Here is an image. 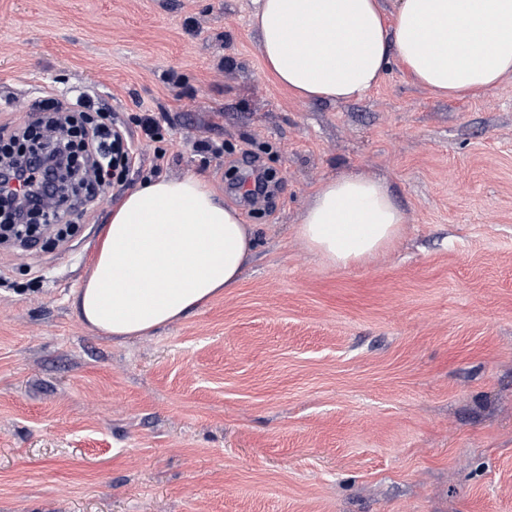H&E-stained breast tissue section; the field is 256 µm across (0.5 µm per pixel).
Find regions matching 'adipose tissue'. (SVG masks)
<instances>
[{
	"label": "adipose tissue",
	"instance_id": "1",
	"mask_svg": "<svg viewBox=\"0 0 512 512\" xmlns=\"http://www.w3.org/2000/svg\"><path fill=\"white\" fill-rule=\"evenodd\" d=\"M266 70L304 101L362 98L399 61L440 97L475 95L512 75V0H255ZM404 216L386 183L347 172L320 184L297 228L322 261L383 251ZM254 225L204 178L159 177L112 207L75 303L111 336H146L236 288Z\"/></svg>",
	"mask_w": 512,
	"mask_h": 512
}]
</instances>
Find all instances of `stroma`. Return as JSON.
I'll use <instances>...</instances> for the list:
<instances>
[{"instance_id":"35a3bbf8","label":"stroma","mask_w":512,"mask_h":512,"mask_svg":"<svg viewBox=\"0 0 512 512\" xmlns=\"http://www.w3.org/2000/svg\"><path fill=\"white\" fill-rule=\"evenodd\" d=\"M253 0H0V126L88 91L165 134L256 230L238 288L118 340L74 304L111 203L64 242L0 249V512H512V78L435 97L399 62L365 98L305 102L266 72ZM223 143L203 162L193 143ZM273 172L269 196L239 185ZM357 171L405 214L330 266L295 226Z\"/></svg>"}]
</instances>
